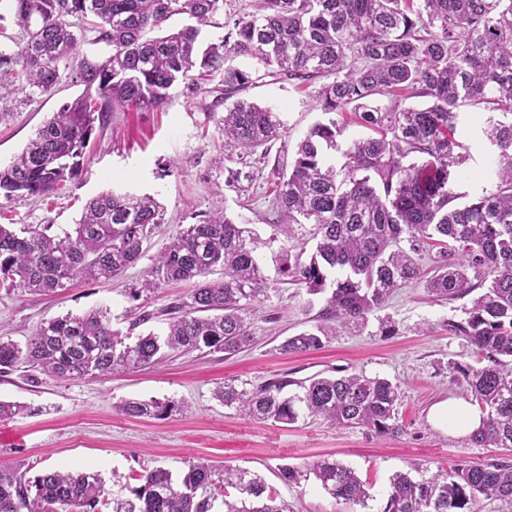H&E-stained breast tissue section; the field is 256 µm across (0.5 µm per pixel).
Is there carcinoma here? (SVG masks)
Instances as JSON below:
<instances>
[{
  "mask_svg": "<svg viewBox=\"0 0 512 512\" xmlns=\"http://www.w3.org/2000/svg\"><path fill=\"white\" fill-rule=\"evenodd\" d=\"M226 0H0V121L24 99L52 91L68 73L83 92L64 103L0 168V194L45 196L82 170L84 149L110 113L157 109L184 85L187 98L218 93L211 104L224 137L223 160L233 175L265 162L281 139L272 109L239 94L253 73L230 63L248 57L274 79L320 83L323 119L298 143L288 169H276L272 208L294 226L312 225L314 252L282 249L280 272L310 296L324 295L314 324L286 338L284 354L324 347L339 324L363 321L394 292L425 281L429 295L454 301L472 296L466 318L448 324L466 338L479 366L452 362L471 404L483 414L469 436L479 448H512V0H254L251 10L222 23L221 39L203 44V28L217 25ZM109 47L103 58L81 53L86 32ZM219 79L212 89L206 84ZM390 99L387 106L380 99ZM423 98L421 105L403 102ZM483 107L498 150L496 190L455 205L453 174L466 155L455 138L458 111ZM351 112L370 134L351 142L337 167ZM165 207L151 196L113 190L91 199L62 234L29 225L15 232L0 224V287L48 295L76 280L109 281L144 257V244L165 223ZM448 250L426 271L418 255L430 241ZM259 239L215 209L166 242L145 269L146 286L184 282L192 288L160 311L167 329L130 335L153 319L140 313L124 334L103 309L42 322L24 346L0 341V373L23 369L42 377L94 378L159 366L177 355L207 350L226 357L255 341L251 312L268 297L255 258ZM220 278L215 279L213 275ZM290 386L297 392L286 395ZM226 407L263 421L295 424L319 417L337 427H366L386 437L403 432L396 417L399 386L386 378L351 374L278 379L262 384L224 381L215 393ZM174 405L128 399L120 411L160 417ZM281 479L297 485L314 476L336 501L368 507L370 485L329 457L303 467L285 465ZM112 512H290L264 479L247 469L199 462L175 477L161 467L133 477ZM481 500L512 508V464H459L448 473L389 479L382 512H473ZM99 473L48 470L29 479L0 471V512H102Z\"/></svg>",
  "mask_w": 512,
  "mask_h": 512,
  "instance_id": "carcinoma-1",
  "label": "carcinoma"
}]
</instances>
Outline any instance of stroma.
<instances>
[{"instance_id": "stroma-1", "label": "stroma", "mask_w": 512, "mask_h": 512, "mask_svg": "<svg viewBox=\"0 0 512 512\" xmlns=\"http://www.w3.org/2000/svg\"><path fill=\"white\" fill-rule=\"evenodd\" d=\"M318 89L315 83L301 87L267 77L245 96L278 112L281 142L292 150L321 117ZM80 91L65 78L55 91L16 106L13 116L0 123V165H9L52 112ZM212 102L209 94L187 101L176 87L160 109L113 113L90 141L75 180L47 198L0 197V224L66 229L80 218L85 203L104 191L154 194L167 209V222L151 241L153 254L197 215L224 207L260 240L256 259L269 291L252 315L254 345L230 358L196 351L154 369L71 381L46 378L36 386L19 371L0 375V400L26 407L22 414L0 419V469L33 478L53 468H91L101 473L110 497L121 494L133 476L155 467L177 476L200 461L227 463L260 474L292 512H379L395 472L418 479L465 461H512V448L474 447L468 437L436 426L431 418L435 404L469 398L448 369L452 361H474L466 341L448 329L449 322L463 319L464 301L435 300L423 283L415 282L392 294L364 324L339 329L322 350L279 353L281 342L309 325L308 314L300 309L305 289L288 284L276 262L289 244L271 207L279 155L270 153L254 181L236 180L214 148L220 134L204 114ZM456 137L468 160L453 192L466 201L489 194L497 183L491 168L497 149L489 139L486 113L460 108ZM148 265L144 258L121 278L79 282L50 296L0 288V339L22 345L42 321L95 308L108 310L113 328L127 330L131 310L156 312L188 290L180 283L142 291ZM136 288L141 295L135 300L131 293ZM317 374H363L396 383L404 432L379 439L365 428H335L318 418L293 425L251 420L214 397L215 389L231 378L260 384ZM132 398L169 400L178 410L160 419L131 418L118 407ZM325 454L355 469L370 485L374 499L369 508L332 499L312 479L298 485L281 480L280 466H299Z\"/></svg>"}]
</instances>
